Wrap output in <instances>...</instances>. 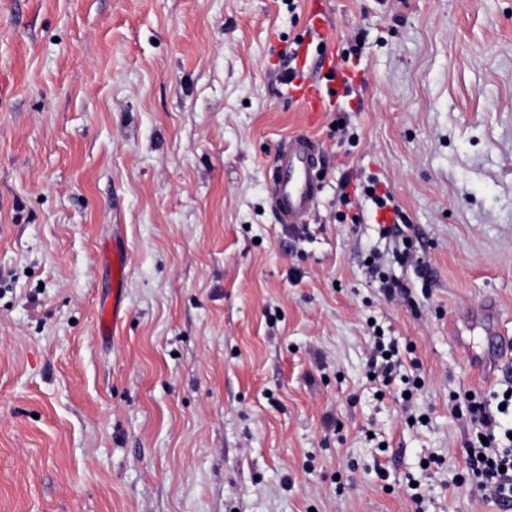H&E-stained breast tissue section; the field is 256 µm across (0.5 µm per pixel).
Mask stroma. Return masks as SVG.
Here are the masks:
<instances>
[{"instance_id":"1","label":"stroma","mask_w":512,"mask_h":512,"mask_svg":"<svg viewBox=\"0 0 512 512\" xmlns=\"http://www.w3.org/2000/svg\"><path fill=\"white\" fill-rule=\"evenodd\" d=\"M307 3L0 0V512H501L455 404L503 436L512 367L478 379L482 326L448 325L490 298L512 343V0H328L363 83L310 127L279 58ZM303 130L322 192L289 226L268 163ZM346 171L390 190L409 258L338 223ZM112 263V300L104 297L100 300L97 312V335L102 340L115 336L116 330L124 320V278L127 259V245L115 232H112V249L109 251ZM382 336H376V342H375V351L373 352L372 356L369 360V373L374 375V378H371L372 380H375V378H378L379 376H382V381L384 385L390 384L392 380V372L395 369L396 365L399 363L398 361H393V357L396 355L397 350L393 345H388V348L385 347L384 343L381 341ZM390 353V357L385 358L384 354ZM382 359V363L380 364L378 368V358ZM369 374V376H370Z\"/></svg>"}]
</instances>
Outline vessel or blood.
I'll use <instances>...</instances> for the list:
<instances>
[{
    "mask_svg": "<svg viewBox=\"0 0 512 512\" xmlns=\"http://www.w3.org/2000/svg\"><path fill=\"white\" fill-rule=\"evenodd\" d=\"M308 34L294 50L293 75L287 80L289 98L297 102L307 124H315L328 104L337 102L345 90L355 88L360 79L331 50L333 25L326 0H309ZM320 148L308 134L298 132L281 139L270 158L273 178L269 186L275 215L282 224H301L319 202L321 183L317 175ZM112 264V295L102 298L97 312V334L101 339L114 335L126 315L124 278L127 245L113 236L108 256Z\"/></svg>",
    "mask_w": 512,
    "mask_h": 512,
    "instance_id": "b4317fda",
    "label": "vessel or blood"
}]
</instances>
